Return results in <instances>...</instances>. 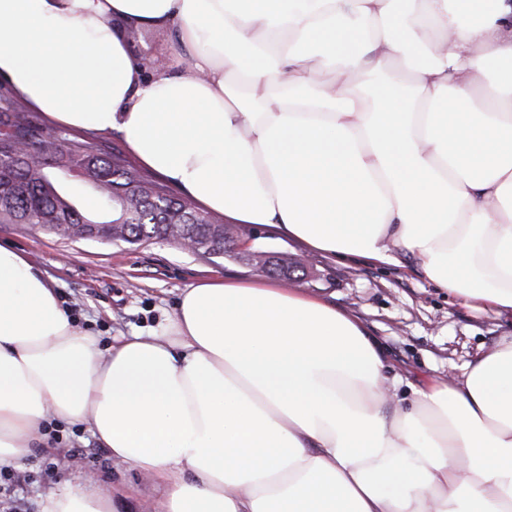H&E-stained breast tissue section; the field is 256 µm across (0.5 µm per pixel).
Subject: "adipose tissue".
<instances>
[{"label": "adipose tissue", "mask_w": 512, "mask_h": 512, "mask_svg": "<svg viewBox=\"0 0 512 512\" xmlns=\"http://www.w3.org/2000/svg\"><path fill=\"white\" fill-rule=\"evenodd\" d=\"M175 27L148 72L131 30ZM400 81L375 74L391 59ZM0 80L55 125L119 132L229 224L400 264L512 317V0H0ZM363 324L271 280L184 288L100 350L0 246V469L87 426L160 512H512V339L391 401ZM42 512H119L94 481Z\"/></svg>", "instance_id": "1"}]
</instances>
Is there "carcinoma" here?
Segmentation results:
<instances>
[{"instance_id":"obj_1","label":"carcinoma","mask_w":512,"mask_h":512,"mask_svg":"<svg viewBox=\"0 0 512 512\" xmlns=\"http://www.w3.org/2000/svg\"><path fill=\"white\" fill-rule=\"evenodd\" d=\"M0 106V224H34L70 239L139 244L153 238L192 239L194 253L227 251L228 227L178 199L147 172L132 169L125 155L107 152L93 139L48 140L28 112L5 98ZM35 141V160L19 162L17 146ZM78 179L91 188L110 216L99 221L63 191ZM259 271L287 278L301 266L286 259L260 264Z\"/></svg>"}]
</instances>
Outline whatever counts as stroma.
<instances>
[{"label": "stroma", "instance_id": "obj_1", "mask_svg": "<svg viewBox=\"0 0 512 512\" xmlns=\"http://www.w3.org/2000/svg\"><path fill=\"white\" fill-rule=\"evenodd\" d=\"M132 50L151 56L155 70L167 69L183 47L174 28L144 27L129 37ZM239 232L251 248L279 257L306 260L304 275L289 287L319 297L358 318L382 348L392 393L432 378L460 377L475 355L512 336V318L467 305L440 291L416 271L412 261L377 266L341 263L306 251L298 242L266 226L243 224ZM0 245L25 254L56 288L81 327L99 339V348L133 334L152 335L174 311L183 288L221 276L258 279L261 271L231 251L204 258L168 239L140 244L67 239L29 224H0ZM94 475L103 489L114 486L149 491L133 467L116 464L100 451L84 427L67 426L57 452L33 449L15 472V492L28 512H41V498L77 476Z\"/></svg>", "mask_w": 512, "mask_h": 512}]
</instances>
